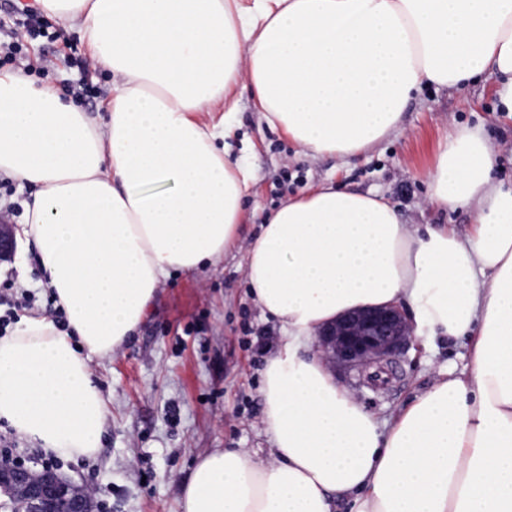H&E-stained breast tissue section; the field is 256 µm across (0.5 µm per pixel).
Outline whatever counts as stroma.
Returning a JSON list of instances; mask_svg holds the SVG:
<instances>
[{
    "label": "stroma",
    "instance_id": "1",
    "mask_svg": "<svg viewBox=\"0 0 512 512\" xmlns=\"http://www.w3.org/2000/svg\"><path fill=\"white\" fill-rule=\"evenodd\" d=\"M45 23L68 44L73 61L55 58L53 45L44 41L33 48L53 61L47 83L71 95L80 77L77 62L89 59V50L77 32L50 17ZM496 86V75L488 73L462 90L424 89L408 103L396 133L367 157L341 159L303 156L261 119L247 84L238 85L231 151L248 158L255 179L236 246L216 267L180 272L162 284L128 345L116 355H94L89 361L110 410V425L94 458H63L58 467L94 493L100 512H179L182 484L201 454L265 447L259 388L279 328L247 294L244 256L266 215L288 198L333 183L380 194L398 209L403 223L451 224L467 234L471 210L429 205L427 175L456 123L481 128L498 152L497 177L512 179V120L497 110ZM12 267L30 300L10 310L0 304V315L48 312L66 327L49 291L35 285V243L20 244ZM467 364L465 339L442 336L431 342L416 336L395 364L397 376L384 388L370 389L354 376L343 383L382 422L427 388L438 368L460 372Z\"/></svg>",
    "mask_w": 512,
    "mask_h": 512
}]
</instances>
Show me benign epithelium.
I'll use <instances>...</instances> for the list:
<instances>
[{"mask_svg": "<svg viewBox=\"0 0 512 512\" xmlns=\"http://www.w3.org/2000/svg\"><path fill=\"white\" fill-rule=\"evenodd\" d=\"M16 251L14 225L1 223L0 262H12ZM411 339V328L399 312L369 309L321 330L317 346L333 368L362 373L402 354ZM0 499L11 512H97L85 485L56 469L23 462L0 463Z\"/></svg>", "mask_w": 512, "mask_h": 512, "instance_id": "1", "label": "benign epithelium"}]
</instances>
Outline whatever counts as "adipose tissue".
Here are the masks:
<instances>
[{
    "instance_id": "ef3b65f1",
    "label": "adipose tissue",
    "mask_w": 512,
    "mask_h": 512,
    "mask_svg": "<svg viewBox=\"0 0 512 512\" xmlns=\"http://www.w3.org/2000/svg\"><path fill=\"white\" fill-rule=\"evenodd\" d=\"M118 78L97 114L0 73V173L29 196L16 237L67 319L0 338V420L44 451L95 455L109 421L88 365L121 351L160 284L235 245L252 166L231 157L247 80L265 123L307 155L355 159L399 130L415 93L499 74L512 117V0H38ZM477 129H451L429 204L472 228L413 227L375 194L323 185L269 213L244 257L281 336L262 373L266 457L200 455L180 512H512V184ZM468 340L386 422L313 344L360 308Z\"/></svg>"
}]
</instances>
